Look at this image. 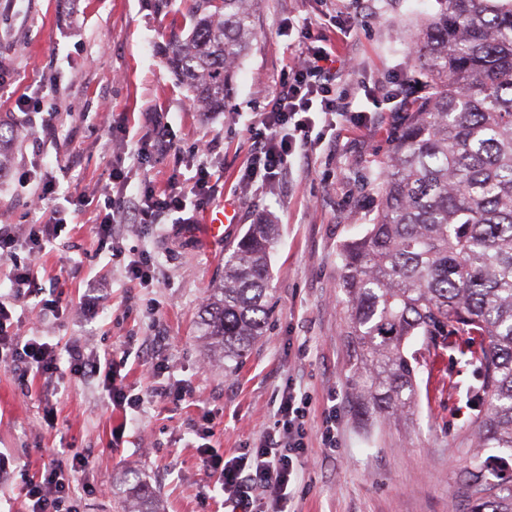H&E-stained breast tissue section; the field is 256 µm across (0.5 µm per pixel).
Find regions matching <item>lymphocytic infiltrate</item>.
I'll list each match as a JSON object with an SVG mask.
<instances>
[{
  "instance_id": "f902f5d3",
  "label": "lymphocytic infiltrate",
  "mask_w": 512,
  "mask_h": 512,
  "mask_svg": "<svg viewBox=\"0 0 512 512\" xmlns=\"http://www.w3.org/2000/svg\"><path fill=\"white\" fill-rule=\"evenodd\" d=\"M351 110L350 93L336 88L330 52L322 46L308 47L260 115L263 130L254 136L244 183L259 178L274 183L292 157L313 151L317 140L313 136L312 112L332 116ZM111 179L112 187L105 197V212L96 225V235L99 242L115 244L125 224H161L172 214L179 224L195 223L197 213L213 200L220 176L202 163L190 186H183L174 178L164 193H156L148 185L133 198L125 193L124 172L113 170ZM63 227V219L53 214L41 224H0V259L11 262L8 272L11 293L7 298H0V358L11 357L27 371L47 377L58 373L60 360H67L74 372L101 380L113 406L139 411L144 397L132 393L118 380L111 353L94 355L77 342L61 349L39 336L23 340L18 335L14 306L40 289L39 258L59 237ZM21 242L29 246L30 256L24 261L15 257V249ZM304 414V397L288 392L281 399L278 418L265 433L262 445L244 459L227 460L209 446L200 445L199 454L207 473L216 477L220 492L234 502L237 512H253L259 498L270 503L271 512H286L283 503L287 490L298 474V458L306 449ZM87 464V457L79 453L54 461L44 480L29 485L26 490L29 512H79L70 495V484L73 471Z\"/></svg>"
}]
</instances>
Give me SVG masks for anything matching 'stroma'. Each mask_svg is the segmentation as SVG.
Wrapping results in <instances>:
<instances>
[{"label": "stroma", "mask_w": 512, "mask_h": 512, "mask_svg": "<svg viewBox=\"0 0 512 512\" xmlns=\"http://www.w3.org/2000/svg\"><path fill=\"white\" fill-rule=\"evenodd\" d=\"M187 7L172 0L171 13L159 15L147 0H17L0 37V133L13 138L11 163L0 173V220L45 221L16 189L19 173L35 163L54 176L59 195L93 197L82 209L66 207L67 226L41 259L42 288L68 270V316L37 324L26 313L20 331L111 352L125 386L147 397L139 412L126 414L68 362L47 381L0 361V512H27L25 478H41L65 448L90 459L74 475L81 512H121L129 473L153 488L165 512H231L198 447L207 443L228 459L260 447L291 388L308 395L309 409L288 512H452L479 414L472 354L483 341L455 331L413 340L407 351L420 362L413 414L362 426L352 407L340 288V248L363 236L373 217L378 190L370 171L391 148L405 101L397 90L419 73L394 31L415 28L435 0H266L259 41L243 60L227 111L208 115L194 108L160 53L171 30L184 27ZM306 28L330 52L338 89H356L352 108L365 112L366 123L327 131L277 183L243 187L253 130L305 49ZM363 86L375 100L360 94ZM24 94L55 105L54 136H44L40 114L17 111ZM145 112L166 113L171 148L143 161L138 118ZM111 126L122 141L110 139ZM204 143L209 166L223 176L214 203H233L236 223L220 244L198 225L177 236L152 224L127 226L123 251H148L159 268L151 285L130 280L94 233L112 169L127 172V195L138 196L147 182L162 192L171 176L185 183L195 175L194 149ZM262 217L278 228L269 255L272 315L265 335L228 370L211 360L200 335L199 301L222 274L225 253ZM96 275L109 278L111 296L84 332L79 299ZM154 357L163 369L151 378L145 365ZM179 384L192 388L191 399L150 396L154 387ZM331 407L336 446L329 450L321 432Z\"/></svg>", "instance_id": "obj_1"}]
</instances>
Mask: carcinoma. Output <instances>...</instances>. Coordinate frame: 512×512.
Returning <instances> with one entry per match:
<instances>
[{"mask_svg":"<svg viewBox=\"0 0 512 512\" xmlns=\"http://www.w3.org/2000/svg\"><path fill=\"white\" fill-rule=\"evenodd\" d=\"M265 0H189L187 34L171 32L167 67L202 112H222L257 43ZM399 39L424 81L378 166L376 214L341 247L349 361L366 423L397 419L417 396L415 336H479L486 410L454 512H512V0H436ZM276 225L252 224L224 256L201 333L213 356L239 361L272 313L269 249ZM126 512H160L140 483Z\"/></svg>","mask_w":512,"mask_h":512,"instance_id":"cac0c4a2","label":"carcinoma"}]
</instances>
